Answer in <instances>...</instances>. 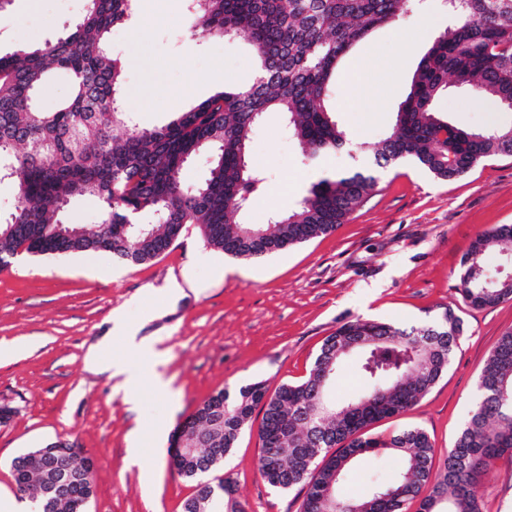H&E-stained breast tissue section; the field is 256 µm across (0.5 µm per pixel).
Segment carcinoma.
<instances>
[{
    "instance_id": "1",
    "label": "carcinoma",
    "mask_w": 512,
    "mask_h": 512,
    "mask_svg": "<svg viewBox=\"0 0 512 512\" xmlns=\"http://www.w3.org/2000/svg\"><path fill=\"white\" fill-rule=\"evenodd\" d=\"M132 0H87L73 31L34 48L0 55V182L15 185L13 208L0 218V269L20 253L109 252L141 264L165 253L185 225H199L205 244L233 258H262L326 236L377 192L375 170L410 160L442 180L457 179L485 159L512 155V126L482 132L461 129L435 108L448 93V77L499 107L512 105V0H455L448 25L426 50L395 122L380 142L360 145L373 167L332 174L312 184L292 209L267 225L236 217L264 187L247 146L267 112L283 118L303 155L315 159L345 147L330 93L350 51L375 29L395 22L409 0H188L196 41L242 38L259 71L253 83L232 86L158 129L133 124L123 105V65L112 56L108 34L129 20ZM60 74L69 93L52 110L40 105ZM117 128L122 137L114 136ZM212 160L206 176L188 184L182 170L198 151ZM74 197L99 204L96 224H65L59 213ZM496 249L512 264V227L502 225L472 243L462 260L460 288L474 309L512 299V284L491 274L485 254ZM464 321L446 307L433 319L396 325L356 319L325 337L299 381L272 393L255 382L230 396L220 389L205 399L176 438L200 445L171 466L195 483L182 512H197L208 494L206 477L224 465L239 435L260 410L258 469L271 472L278 491L304 492L300 512H352L360 500L340 494L345 467L392 452L402 466L374 487L379 512H480L479 478L494 459L512 461V331L497 341L481 373L480 396L453 448L442 457L420 427L372 437L364 430L418 405L448 371ZM356 357L364 391L306 422L300 410L328 391L339 362ZM13 460L17 492L39 497L65 464L72 473L59 495L44 497L41 512H87L93 495V458L67 442ZM203 504V512H246L230 498Z\"/></svg>"
}]
</instances>
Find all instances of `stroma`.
Wrapping results in <instances>:
<instances>
[{
    "mask_svg": "<svg viewBox=\"0 0 512 512\" xmlns=\"http://www.w3.org/2000/svg\"><path fill=\"white\" fill-rule=\"evenodd\" d=\"M85 0H14L0 12V51L54 38L77 22ZM186 0H148L138 28L114 26L110 45L125 62L126 108L139 124L167 125L223 85L250 84L257 70L238 39L199 46L189 35ZM448 25L442 0H426L375 30L352 51L369 59L359 83L337 78L331 102L351 144H373L391 128L417 64ZM449 122L468 130L511 126L512 112L452 89L436 102ZM248 155L266 185L242 220L264 224L293 208L329 173L366 166L354 151L306 161L280 113H266L250 135ZM379 190L335 232L262 259H234L207 247L198 225H186L160 257L130 265L107 252L17 256L0 269V498L18 493L12 461L58 440L97 461L88 512H181L194 484L169 465L172 436L214 391L303 378L323 339L361 318L411 324L438 306L458 310L464 332L447 373L406 414L376 424L389 435L423 428L439 451L453 447L478 393L496 342L512 331V299L492 307L464 305L461 260L493 228L512 225V156L489 158L444 182L412 162L379 171ZM190 280L172 299L173 281ZM164 336L161 371L169 388L143 379L130 411L107 375L86 371L92 342L111 336L109 353L140 366L112 330L113 313ZM36 341L28 354L4 351ZM256 431H243L221 475L231 479L246 512H299V490L277 492L258 471ZM399 456L383 453L353 465L344 497H368L374 480L390 479ZM481 512H512V462L492 461L482 477Z\"/></svg>",
    "mask_w": 512,
    "mask_h": 512,
    "instance_id": "obj_1",
    "label": "stroma"
}]
</instances>
